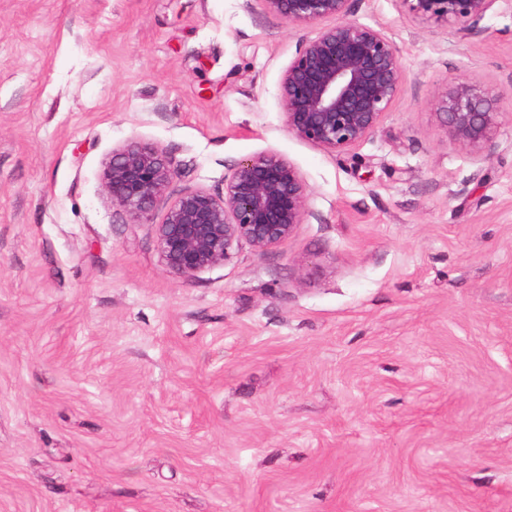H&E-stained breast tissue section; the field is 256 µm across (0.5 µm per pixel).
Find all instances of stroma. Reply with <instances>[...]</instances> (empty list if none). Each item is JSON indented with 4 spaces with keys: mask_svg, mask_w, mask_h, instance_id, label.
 <instances>
[{
    "mask_svg": "<svg viewBox=\"0 0 512 512\" xmlns=\"http://www.w3.org/2000/svg\"><path fill=\"white\" fill-rule=\"evenodd\" d=\"M402 60L375 134H289L317 26L262 0H0V512H512V123L488 159L433 115L512 113V0L475 37L350 0ZM177 194L282 154L309 190L272 252L169 273L102 175L130 140ZM504 92L492 93L468 78H457L437 92L434 99L438 125L448 138L477 158H487L502 112Z\"/></svg>",
    "mask_w": 512,
    "mask_h": 512,
    "instance_id": "stroma-1",
    "label": "stroma"
}]
</instances>
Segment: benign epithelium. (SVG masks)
I'll return each mask as SVG.
<instances>
[{"instance_id": "obj_1", "label": "benign epithelium", "mask_w": 512, "mask_h": 512, "mask_svg": "<svg viewBox=\"0 0 512 512\" xmlns=\"http://www.w3.org/2000/svg\"><path fill=\"white\" fill-rule=\"evenodd\" d=\"M267 12L288 23H325L305 40L280 80L284 124L295 137L342 155L377 130L400 90L403 65L381 31L349 18L350 0H262ZM495 0H401L420 20L445 24L466 39L477 31ZM505 93L457 78L437 92L435 118L448 138L486 158L505 113ZM175 176L157 146L130 141L112 152L103 188L112 204L149 216ZM308 187L286 157L265 152L241 160L224 178L220 196L201 189L180 192L154 223L157 246L169 273L190 277L222 265L246 243L269 252L303 223Z\"/></svg>"}]
</instances>
